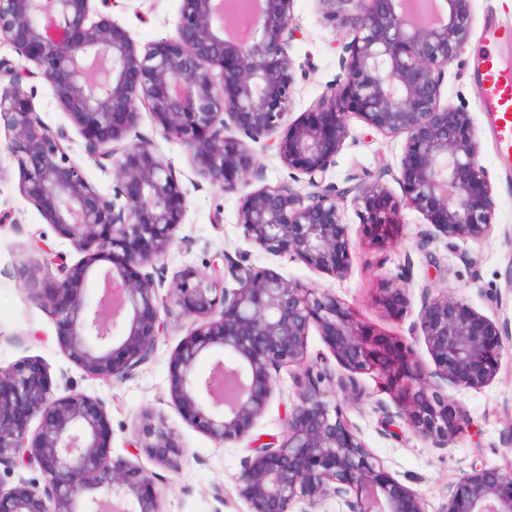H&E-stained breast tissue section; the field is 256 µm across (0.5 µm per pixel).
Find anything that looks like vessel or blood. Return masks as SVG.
Segmentation results:
<instances>
[{"instance_id": "obj_1", "label": "vessel or blood", "mask_w": 512, "mask_h": 512, "mask_svg": "<svg viewBox=\"0 0 512 512\" xmlns=\"http://www.w3.org/2000/svg\"><path fill=\"white\" fill-rule=\"evenodd\" d=\"M486 40L492 49L482 54L474 74L484 87V102L494 127L501 164L512 166V61L502 58L498 50L512 45V30L490 23Z\"/></svg>"}]
</instances>
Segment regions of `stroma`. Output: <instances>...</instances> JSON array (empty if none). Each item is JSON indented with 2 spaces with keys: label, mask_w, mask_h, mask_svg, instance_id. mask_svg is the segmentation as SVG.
Masks as SVG:
<instances>
[{
  "label": "stroma",
  "mask_w": 512,
  "mask_h": 512,
  "mask_svg": "<svg viewBox=\"0 0 512 512\" xmlns=\"http://www.w3.org/2000/svg\"><path fill=\"white\" fill-rule=\"evenodd\" d=\"M180 5L181 0H119L109 13L143 47L173 34ZM472 12L466 50L461 59L449 64L443 87L444 99L465 106L472 117L480 160L490 174L497 203L490 233L462 245L475 257L472 265L460 260L445 241L425 243L424 235L431 226L422 214L410 209L403 212L398 237L390 245L374 246L364 237L360 218L351 206L344 210L351 239L350 267L345 278L337 279L301 262L269 255L244 240L237 222L238 195L200 183L186 147L176 138L162 136L150 113L139 117L141 134L175 168L187 194L185 222L178 232L181 242L149 266L148 271L155 278L168 282L185 267L203 269L210 256L225 250L243 264L270 270L306 287L332 289L358 319L398 339H409L417 330L420 285L427 279L432 280L435 289L464 299L499 326L502 355L496 377L483 387L451 393L469 418L470 428L448 447H434L401 424L395 426L393 434H385L381 427L382 409L392 400L379 378L368 373L357 376L365 397L359 404L347 407V418L357 425L367 447L392 476L418 494L426 512H444L450 487L472 464L512 463V169L498 162L497 142L484 110L482 86L473 75L475 57L488 48L484 38L487 20L492 18L499 25L512 28V0H473ZM324 13L321 0L295 2L300 34L292 55L303 66L297 74L291 106L296 117L341 72V50L332 44L334 31ZM33 91L41 120L52 129L66 131L72 161L99 192L111 193V171L101 169L89 156L83 137L59 106L49 83L37 80ZM350 126L352 135L339 153L336 166L329 170L328 181L340 186L348 175L375 176L384 168L397 166L402 138L383 137L355 118ZM10 139V132L0 126V214L11 216L9 223L0 225V366L39 361L53 381L67 379L77 391L102 401L112 427V451L117 455L124 454L126 441L143 433L145 412L163 418L184 451L179 471H171L143 453L136 458L137 464L157 475L162 512H250L249 504L236 491V477L249 454L248 448L241 443L217 445L184 418L170 396L169 361L190 330L189 320L171 316L167 334L158 340L150 358L126 377L109 382L87 376L61 350L55 320L29 299L15 270L21 261L33 258L42 265L41 275L54 276L59 264H74L79 256L21 195L20 174L7 150ZM218 212L223 215L219 224L213 221ZM35 238L44 240V253H31L30 244ZM387 280L405 290L402 314H391L378 302L379 290ZM296 393L293 370L281 369L253 434L267 441L281 437L285 410L295 401ZM218 485L224 488L220 501L213 496Z\"/></svg>",
  "instance_id": "obj_1"
}]
</instances>
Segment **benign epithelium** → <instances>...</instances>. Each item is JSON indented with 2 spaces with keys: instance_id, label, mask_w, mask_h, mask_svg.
<instances>
[{
  "instance_id": "benign-epithelium-1",
  "label": "benign epithelium",
  "mask_w": 512,
  "mask_h": 512,
  "mask_svg": "<svg viewBox=\"0 0 512 512\" xmlns=\"http://www.w3.org/2000/svg\"><path fill=\"white\" fill-rule=\"evenodd\" d=\"M93 0H0V40L18 58L0 60V124L12 133L10 156L20 193L81 258L45 279L17 269L29 297L62 329L58 343L88 375L122 379L153 353L173 313L191 330L169 362L170 395L183 416L218 445L249 439L236 477L251 512H308L328 498L348 512H425L421 498L396 481L347 419L362 397L356 375L377 373L397 417L419 439L446 448L468 430L443 387L480 388L498 373L497 324L462 300L421 285L418 324L432 360L411 343L359 321L336 293L307 288L217 253L208 271L192 267L165 284L140 272L180 242L187 198L175 169L137 131L151 114L176 136L194 172L226 193H243L237 224L258 249L335 278L350 263L345 203L358 211L373 242L396 236L406 208L420 212L448 247L489 233L497 203L482 165L470 112L443 102L445 68L463 53L472 0H431L444 20H417L408 0H321L342 47L341 74L297 119L288 120L296 84L291 55L300 29L296 0H262L245 41L225 32L238 18L224 0H181L174 34L141 48ZM45 79L101 168L112 194L100 193L69 163V139L45 125L28 81ZM384 137L405 136L395 194L383 177L353 178L338 188L328 170L351 136L350 117ZM272 146L301 193L287 184L250 189L263 177L254 145ZM97 292L87 293L89 280ZM166 290L160 294V290ZM382 304L403 311L404 289L391 281ZM349 375L307 355L311 328ZM211 362L208 376L198 362ZM283 367L298 370L297 399L281 439L249 438ZM31 363L0 368V464L37 468L41 494L20 481L5 489L0 512H161L156 474L110 456L112 429L103 404L64 387ZM384 413L388 435L393 417ZM40 420L31 432L28 421ZM178 469L179 445L164 421L130 443ZM444 512H512V470L474 466L451 487Z\"/></svg>"
}]
</instances>
